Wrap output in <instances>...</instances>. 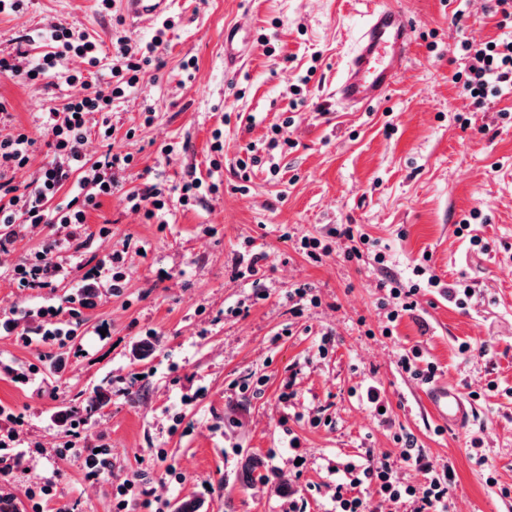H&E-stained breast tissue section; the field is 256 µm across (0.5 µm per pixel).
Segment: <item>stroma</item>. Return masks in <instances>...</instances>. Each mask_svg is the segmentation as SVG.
<instances>
[{
    "mask_svg": "<svg viewBox=\"0 0 512 512\" xmlns=\"http://www.w3.org/2000/svg\"><path fill=\"white\" fill-rule=\"evenodd\" d=\"M390 2L413 25L409 60L386 98L361 112L337 105L333 91L381 0H178L167 28L131 26L99 0H29L0 14V57L22 69L40 53L23 36L59 22L105 50L120 34L161 36L163 67H146L112 104L114 144L93 137L83 150L131 155L129 188L159 177L175 188L191 171L217 187L188 206L174 191L161 224L123 195L101 198L78 250L57 224L20 228L0 249V407L21 419L16 443L27 453L1 487L18 512H155L161 501L165 512L184 502L198 512H330L338 469L396 453L406 436L452 463L457 512H512V397L502 394L512 388V95L484 108L454 79L471 62L462 42L497 38L499 16L491 0ZM230 25L255 40L233 73L224 70ZM52 99L64 104L65 94L0 77V134L22 128L36 141L14 185L54 157L42 125ZM285 120L291 143L273 145ZM251 144L261 162L240 169ZM339 224L368 235L385 264L346 260L343 237L321 261L302 252V237ZM54 242L67 278L18 287L15 266ZM111 249L127 253L117 295L110 272L96 268ZM255 251L265 258L248 277ZM425 255L440 287L422 288L416 310L389 324L394 301L382 280L409 278ZM459 280L474 289L462 308L444 292ZM80 288L87 305L67 310ZM301 288L317 305L299 299ZM41 300L64 306L69 341L27 345L5 330ZM464 342L470 353H460ZM415 346L438 377L472 395L468 425L430 417L424 385L397 364ZM14 368L36 369V383L14 382ZM369 380L386 416L353 393ZM98 392L104 404L79 443L109 448L112 468L92 480L63 449V417ZM474 437L496 487L472 460ZM127 478L141 492L122 511L116 487ZM44 482L52 495L30 498Z\"/></svg>",
    "mask_w": 512,
    "mask_h": 512,
    "instance_id": "1",
    "label": "stroma"
}]
</instances>
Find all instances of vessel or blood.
I'll list each match as a JSON object with an SVG mask.
<instances>
[{"instance_id":"1","label":"vessel or blood","mask_w":512,"mask_h":512,"mask_svg":"<svg viewBox=\"0 0 512 512\" xmlns=\"http://www.w3.org/2000/svg\"><path fill=\"white\" fill-rule=\"evenodd\" d=\"M123 15L131 25L148 26L169 14L176 0H119ZM413 31L400 10L382 4L370 15L360 31L342 78L336 84V100L344 108L359 111L381 101L403 71ZM252 45L249 31L228 27L224 30V66L241 65ZM426 401L432 413L451 426L467 424L474 409L457 387L435 384Z\"/></svg>"}]
</instances>
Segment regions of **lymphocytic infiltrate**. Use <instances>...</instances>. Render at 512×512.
<instances>
[{
	"instance_id": "f902f5d3",
	"label": "lymphocytic infiltrate",
	"mask_w": 512,
	"mask_h": 512,
	"mask_svg": "<svg viewBox=\"0 0 512 512\" xmlns=\"http://www.w3.org/2000/svg\"><path fill=\"white\" fill-rule=\"evenodd\" d=\"M42 38L48 50L34 65L20 73L7 58L0 57V74H18L28 83H44L56 77L59 61L71 54L83 58L92 74L88 77L80 73L65 75L64 81L70 89L66 104L60 109L47 106L44 114V125L51 138L49 146L54 154L67 157V165L50 164L22 189L11 181H0L1 246L14 242V227L18 224H61L68 230V241L79 243L87 209L97 205L101 197L121 190L115 173L128 169L133 162L132 156L117 153L87 161L79 150L93 133L85 116L90 112L105 115L110 112L114 99L136 87L140 73L156 60L162 45L157 38L142 42L127 35L117 37L112 44V65L108 73L103 74L99 71L97 47L86 34L77 35L70 28L56 25L45 29ZM462 49L473 59L466 69L463 86L473 93L477 103L491 104L512 93L511 30L480 47L466 43ZM91 77L101 79L105 88L88 96L83 89ZM110 128L105 118L93 134L100 141H110L113 138ZM65 186L70 189L68 199L56 202L57 193ZM62 272L56 247L51 244L36 253L30 266L17 269L16 281L21 288H48ZM401 464L425 472L426 483L420 487L399 484L393 474ZM347 472L350 480L337 484L332 512H365L366 501L359 489L367 483L374 485L376 493L389 501L414 498L416 512H452L453 468L437 469L425 452L416 448L413 440H406L396 455L378 459L366 457L360 464L349 465Z\"/></svg>"
}]
</instances>
